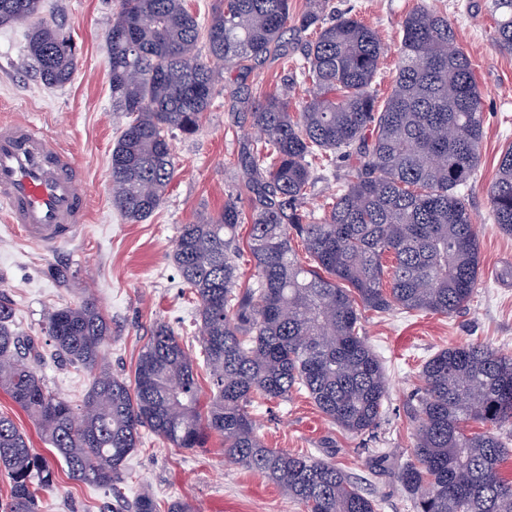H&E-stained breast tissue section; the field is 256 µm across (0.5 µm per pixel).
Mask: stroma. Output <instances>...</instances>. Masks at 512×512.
Segmentation results:
<instances>
[{
	"mask_svg": "<svg viewBox=\"0 0 512 512\" xmlns=\"http://www.w3.org/2000/svg\"><path fill=\"white\" fill-rule=\"evenodd\" d=\"M447 12L460 32L484 100L480 163L467 203L481 246V286L473 302L453 317L432 314H367L363 334L382 359L388 398L376 429L363 435L332 424L306 393L270 402L255 413L265 445L309 452L333 461L361 490L382 503L380 512H414L395 468L410 453L414 424L410 408L424 362L441 349L472 341L512 354V237L500 233L490 217L487 191L496 177L501 152L512 144V53L493 42L494 20L487 0H332L337 11H353L378 30L386 54L374 81L386 99L397 76L401 22L418 2ZM44 13L70 36L77 61L70 82L46 87L25 62L27 28L0 27V122L35 123L61 147L74 150L83 168L81 188L89 199L88 221L77 238L44 248L30 243L21 228L0 213V293L10 301L14 328L45 340V317L58 306L94 301L111 322L105 343L113 371L131 375L138 354L156 324L169 325L197 354L198 307L181 288L172 251L181 225L222 208L227 194L246 197L237 157L259 136L248 116L260 95L289 90L292 110L306 95L300 76H286L280 60L251 70L224 72L225 92L215 96L202 127L173 141L175 174L162 205L146 220L127 222L112 204L111 154L127 122L113 111L105 30L119 0H44ZM69 264L74 276L57 287L50 265ZM54 393L79 403L94 373L82 366L62 367L48 359L38 368ZM384 449L390 466L371 469L373 449ZM57 480L43 491L41 512H105L108 490L69 479L56 463ZM153 496L160 508L180 500L191 512H301L300 506L264 476L225 462L217 439L206 447L176 448L146 436L125 468V494Z\"/></svg>",
	"mask_w": 512,
	"mask_h": 512,
	"instance_id": "obj_1",
	"label": "stroma"
}]
</instances>
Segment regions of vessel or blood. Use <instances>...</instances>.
<instances>
[{"label": "vessel or blood", "mask_w": 512, "mask_h": 512, "mask_svg": "<svg viewBox=\"0 0 512 512\" xmlns=\"http://www.w3.org/2000/svg\"><path fill=\"white\" fill-rule=\"evenodd\" d=\"M73 153L32 122L0 123V210L32 242L51 247L77 236L88 198Z\"/></svg>", "instance_id": "b4317fda"}]
</instances>
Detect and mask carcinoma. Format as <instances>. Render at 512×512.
<instances>
[{"label": "carcinoma", "instance_id": "1", "mask_svg": "<svg viewBox=\"0 0 512 512\" xmlns=\"http://www.w3.org/2000/svg\"><path fill=\"white\" fill-rule=\"evenodd\" d=\"M220 0L207 24L186 0H120L105 33L116 111L128 122L112 148V203L130 223L163 202L174 173L172 138L199 132L223 71L286 58L283 37L304 40L297 69L307 86L299 111L288 95L265 94L249 116L260 136L238 166L249 209L224 208L183 224L173 261L198 301L199 342L211 395L201 400L193 360L175 332L154 329L133 379L106 366L109 322L92 301L51 310L54 355L98 374L80 408L49 390L36 365L44 351L13 329L0 299V389L35 423L75 481L112 491L113 512H159L153 497L127 500L121 477L144 433L175 448L215 436L224 459L279 486L304 512H379L336 464L267 447L251 410L305 392L332 423L373 431L388 383L361 334L362 312L451 317L481 282V248L466 195L480 159L483 96L448 16L417 6L402 20L399 71L384 105L372 83L385 47L348 12L325 18L329 0ZM497 47L512 52V0H488ZM27 23L28 57L42 82L63 86L76 52L42 0H0V26ZM354 160L323 215L304 203L314 166ZM494 223L512 235V145L488 189ZM255 281L239 286L238 230ZM300 241L313 264L293 248ZM410 456L398 481L415 512H512V355L481 343L442 349L420 372ZM0 471L10 480L0 512H37L53 486L48 460L15 422L0 415Z\"/></svg>", "mask_w": 512, "mask_h": 512}]
</instances>
